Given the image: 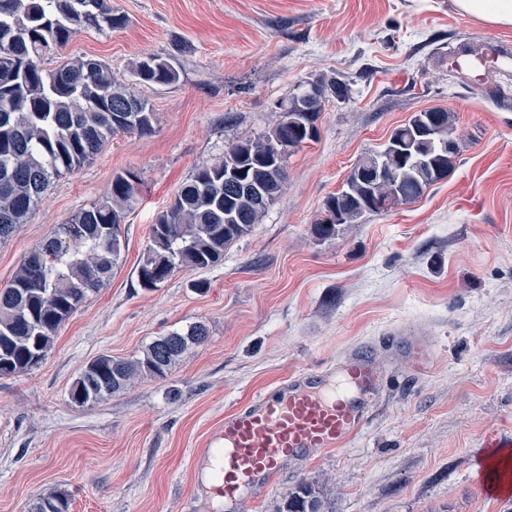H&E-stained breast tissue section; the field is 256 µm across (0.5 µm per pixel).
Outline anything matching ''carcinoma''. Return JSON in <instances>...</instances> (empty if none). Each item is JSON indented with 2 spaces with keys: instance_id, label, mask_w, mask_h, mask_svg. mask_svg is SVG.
Here are the masks:
<instances>
[{
  "instance_id": "cac0c4a2",
  "label": "carcinoma",
  "mask_w": 512,
  "mask_h": 512,
  "mask_svg": "<svg viewBox=\"0 0 512 512\" xmlns=\"http://www.w3.org/2000/svg\"><path fill=\"white\" fill-rule=\"evenodd\" d=\"M112 0H0V242L26 223L59 177L89 162L109 138L150 135L157 123L149 101L112 75L102 61L77 57L55 70L46 57L88 28L125 26ZM133 76L145 85H172L180 73L168 59L141 56ZM337 98L348 96L340 80L315 79ZM276 125L238 141L218 163L203 165L182 184L174 202L150 229L151 244L137 266L138 283L153 289L177 270H202L224 261V250L249 234L282 194L287 159L275 157L310 141L299 131L304 102L292 94L279 105ZM454 131L442 108L415 114L393 129L383 175L367 181L350 172L346 189L330 195L323 209L341 223L412 203L455 167L460 146L448 149L433 127ZM139 179L114 175L106 195L58 225L23 259L9 286L0 289V377L31 371L45 359L62 323L112 277L120 259L121 224L138 203ZM208 336L202 323L154 339L136 360L101 355L73 382L70 401L93 404L125 390L142 374L165 377L194 345ZM320 491L301 483L277 512H323ZM64 493L42 497L34 512H70Z\"/></svg>"
}]
</instances>
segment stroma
<instances>
[{
    "mask_svg": "<svg viewBox=\"0 0 512 512\" xmlns=\"http://www.w3.org/2000/svg\"><path fill=\"white\" fill-rule=\"evenodd\" d=\"M125 27L84 30L58 55L101 60L131 81L141 55L170 59L172 86L135 85L158 119L149 136L109 139L60 177L0 243V288L55 227L90 207L114 174L140 179L107 284L58 330L35 370L0 377V512L67 494L71 512H218L192 464L226 409L296 372L378 345L387 380L347 449L284 468L242 512H276L301 481L326 485L325 512H512L488 496L476 458L512 438V74L495 90L448 68V51L512 43V28L448 0H112ZM340 79L318 137L288 155L281 196L215 267L138 284L150 227L198 168L272 129L307 82ZM453 113L454 170L417 201L314 232L325 199L417 112ZM206 282V290L195 287ZM201 322L208 337L166 377L78 406L70 386L102 354L134 360L156 337ZM428 337L431 370L411 372L382 339Z\"/></svg>",
    "mask_w": 512,
    "mask_h": 512,
    "instance_id": "obj_1",
    "label": "stroma"
}]
</instances>
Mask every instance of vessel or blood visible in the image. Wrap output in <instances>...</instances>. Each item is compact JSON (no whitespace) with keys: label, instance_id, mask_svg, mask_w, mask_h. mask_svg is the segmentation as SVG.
Returning <instances> with one entry per match:
<instances>
[{"label":"vessel or blood","instance_id":"vessel-or-blood-1","mask_svg":"<svg viewBox=\"0 0 512 512\" xmlns=\"http://www.w3.org/2000/svg\"><path fill=\"white\" fill-rule=\"evenodd\" d=\"M506 61L498 43L477 53L462 49L448 55L449 68L465 76L491 72ZM390 342L415 373L432 366L435 349L428 338L399 333ZM384 381L376 348L364 344L333 366L299 372L226 411L223 424L212 430L194 459L197 472L210 475L207 497L223 504L225 512H240L243 502L270 485L287 461L344 447L367 424ZM502 446V441H491L483 465L485 491L491 496L512 492V466L498 454Z\"/></svg>","mask_w":512,"mask_h":512}]
</instances>
